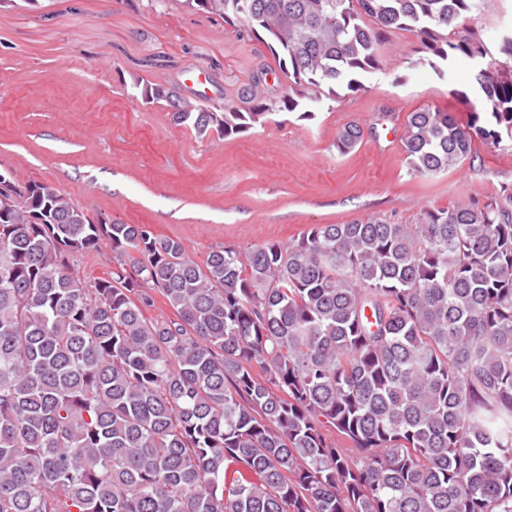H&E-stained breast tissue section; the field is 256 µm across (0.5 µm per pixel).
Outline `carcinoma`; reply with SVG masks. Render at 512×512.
Instances as JSON below:
<instances>
[{
  "mask_svg": "<svg viewBox=\"0 0 512 512\" xmlns=\"http://www.w3.org/2000/svg\"><path fill=\"white\" fill-rule=\"evenodd\" d=\"M277 56L246 108L136 81L199 137H230L382 69L410 30L480 92L458 125L405 121L409 171L512 142V30L502 62L481 0H179ZM369 130L346 124L353 151ZM106 242L112 270L74 258ZM161 295L171 314L149 318ZM0 512H512V190L418 224H316L197 261L148 224H96L31 181L0 202Z\"/></svg>",
  "mask_w": 512,
  "mask_h": 512,
  "instance_id": "carcinoma-1",
  "label": "carcinoma"
}]
</instances>
